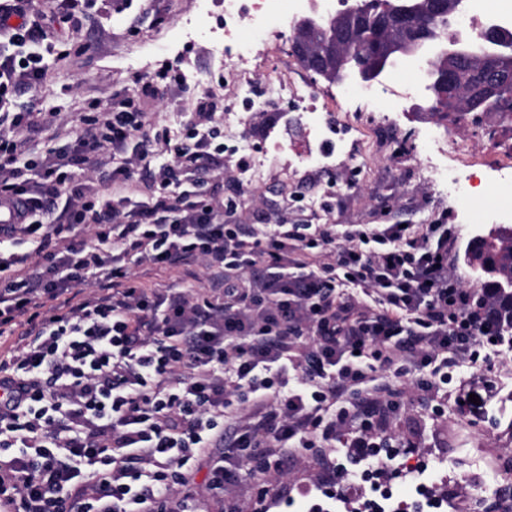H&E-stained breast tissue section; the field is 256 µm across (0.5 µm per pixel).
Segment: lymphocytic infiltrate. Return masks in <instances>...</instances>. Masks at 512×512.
<instances>
[{
    "mask_svg": "<svg viewBox=\"0 0 512 512\" xmlns=\"http://www.w3.org/2000/svg\"><path fill=\"white\" fill-rule=\"evenodd\" d=\"M36 12L0 0V512H163L176 494L198 512L199 460L220 498L267 481L255 512H356L365 462L412 478L409 399L443 424L465 370L512 343L454 264L459 225L234 223L235 201L197 192L225 167L217 103L176 136L118 92L59 118ZM189 262L195 285L141 279Z\"/></svg>",
    "mask_w": 512,
    "mask_h": 512,
    "instance_id": "f902f5d3",
    "label": "lymphocytic infiltrate"
}]
</instances>
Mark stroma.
<instances>
[{
  "instance_id": "1",
  "label": "stroma",
  "mask_w": 512,
  "mask_h": 512,
  "mask_svg": "<svg viewBox=\"0 0 512 512\" xmlns=\"http://www.w3.org/2000/svg\"><path fill=\"white\" fill-rule=\"evenodd\" d=\"M40 9L41 25L67 53L48 64L41 90L46 108L78 111L81 87L98 88L103 97L119 90L138 99L152 122L174 125L179 113L194 111L210 95L224 107L226 146L263 141L265 152L242 184L215 172L203 177L204 193L240 198L238 222L275 224L285 213L299 224H426L444 210L449 223L465 225L493 202L490 187L500 179L497 146L512 135V126L482 115L421 111L410 95L388 111L360 87L328 84L292 54L290 22L263 31L241 26L248 48L228 60L220 29L223 0H80L77 11L85 20L77 31L64 22L59 0H41ZM167 68L182 75V88L153 82ZM297 78L314 84L311 105L324 122L351 121L370 130V140L346 142L356 160L339 154L334 168L304 166L301 157L314 142L303 112L277 96L254 111L253 100L269 86ZM424 164L457 169V190L426 178ZM499 401L493 393L478 415L449 414L438 443L428 418L416 415L399 424L401 431H420L421 447L449 469V495L472 500L478 512H491L498 501L470 481L468 461L477 460L491 475L512 457V429L494 422Z\"/></svg>"
}]
</instances>
